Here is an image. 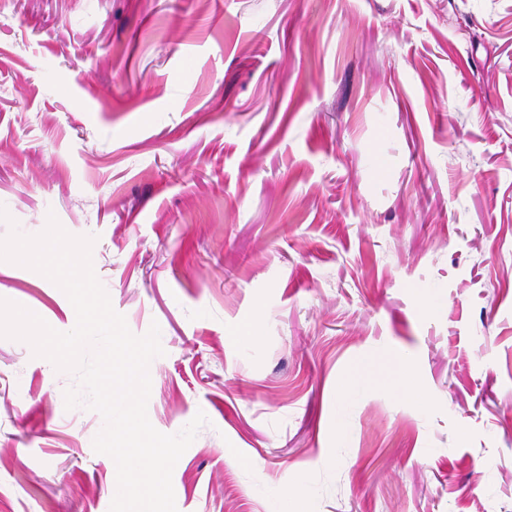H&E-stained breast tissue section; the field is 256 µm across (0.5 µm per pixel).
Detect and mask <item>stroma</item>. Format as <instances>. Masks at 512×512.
<instances>
[{
    "instance_id": "1",
    "label": "stroma",
    "mask_w": 512,
    "mask_h": 512,
    "mask_svg": "<svg viewBox=\"0 0 512 512\" xmlns=\"http://www.w3.org/2000/svg\"><path fill=\"white\" fill-rule=\"evenodd\" d=\"M0 205L159 325L178 512H512V0H0ZM75 383L0 338V512H109Z\"/></svg>"
}]
</instances>
